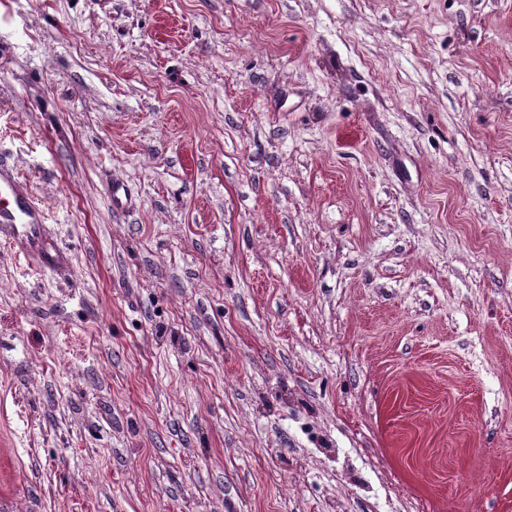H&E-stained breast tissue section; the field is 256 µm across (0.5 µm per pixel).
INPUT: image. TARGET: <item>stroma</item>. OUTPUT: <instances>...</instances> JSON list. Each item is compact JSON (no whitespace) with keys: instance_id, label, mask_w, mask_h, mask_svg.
Here are the masks:
<instances>
[{"instance_id":"1","label":"stroma","mask_w":512,"mask_h":512,"mask_svg":"<svg viewBox=\"0 0 512 512\" xmlns=\"http://www.w3.org/2000/svg\"><path fill=\"white\" fill-rule=\"evenodd\" d=\"M1 153L0 512H512V0H0ZM46 216L14 164L0 156V236L22 253H33L42 266L55 271L68 264L67 255L46 232Z\"/></svg>"}]
</instances>
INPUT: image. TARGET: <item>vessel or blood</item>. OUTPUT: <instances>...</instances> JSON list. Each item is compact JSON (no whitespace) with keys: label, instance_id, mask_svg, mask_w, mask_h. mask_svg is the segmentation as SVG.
Wrapping results in <instances>:
<instances>
[{"label":"vessel or blood","instance_id":"1","mask_svg":"<svg viewBox=\"0 0 512 512\" xmlns=\"http://www.w3.org/2000/svg\"><path fill=\"white\" fill-rule=\"evenodd\" d=\"M46 216L33 198L28 183L14 164L0 156V236L20 252L34 254L42 266L55 271L68 264L46 232Z\"/></svg>","mask_w":512,"mask_h":512}]
</instances>
